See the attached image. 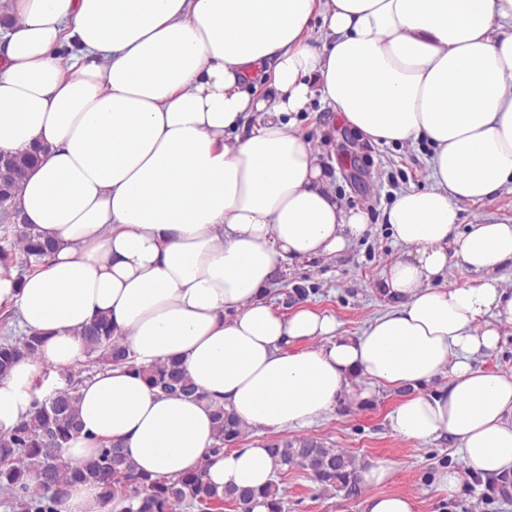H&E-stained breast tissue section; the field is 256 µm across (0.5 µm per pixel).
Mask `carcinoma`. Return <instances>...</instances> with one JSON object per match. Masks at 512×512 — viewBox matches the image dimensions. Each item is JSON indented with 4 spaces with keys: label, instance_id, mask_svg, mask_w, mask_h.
<instances>
[{
    "label": "carcinoma",
    "instance_id": "obj_1",
    "mask_svg": "<svg viewBox=\"0 0 512 512\" xmlns=\"http://www.w3.org/2000/svg\"><path fill=\"white\" fill-rule=\"evenodd\" d=\"M37 162L34 152L0 155V203L16 196L22 182ZM14 247L22 263L32 266L52 253L51 242L25 223L14 224ZM87 358L103 366L122 365L130 360L124 341L113 335L112 322L102 317L86 327ZM43 338L25 334L7 336L0 342V377L20 361L40 360ZM145 380L166 396L200 398L190 376L177 361H164L140 370ZM81 430L78 381L66 373V385L44 400L33 398L29 413L14 428L0 433V492L7 495L13 512H57L67 487L75 483L97 486L104 503L123 504L124 512H221L229 505L238 512H252L262 499L269 512H285L282 478L293 469L308 472L324 492L353 493L359 483L362 463L357 456L333 448L313 437H276L267 448L276 469V480L259 489H221L207 479L208 463L178 478H151L137 472L133 462L117 445L103 446L94 457L73 463L63 448ZM213 455L237 443L245 428L231 411L218 405L214 410Z\"/></svg>",
    "mask_w": 512,
    "mask_h": 512
}]
</instances>
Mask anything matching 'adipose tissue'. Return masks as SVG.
<instances>
[{
    "mask_svg": "<svg viewBox=\"0 0 512 512\" xmlns=\"http://www.w3.org/2000/svg\"><path fill=\"white\" fill-rule=\"evenodd\" d=\"M8 15L0 153L42 147L14 208L54 251L22 278L0 267V304L57 369L84 359L80 331L105 316L137 366L177 360L200 392L100 370L65 456L114 443L154 478L205 461L218 487L260 488L265 441L210 456L213 402L251 431L309 428L356 373L401 391L394 433L452 441L483 480L512 474V375L476 365L512 324V224H458L461 203L512 191V0H10ZM315 99L373 142L431 147L430 186L385 212L402 253L388 311L358 336L266 297L282 262L336 255L369 228L295 128ZM454 264L477 279L436 287ZM36 377L28 361L0 377V433L28 414ZM390 477L362 471V512H415L374 493Z\"/></svg>",
    "mask_w": 512,
    "mask_h": 512,
    "instance_id": "adipose-tissue-1",
    "label": "adipose tissue"
}]
</instances>
